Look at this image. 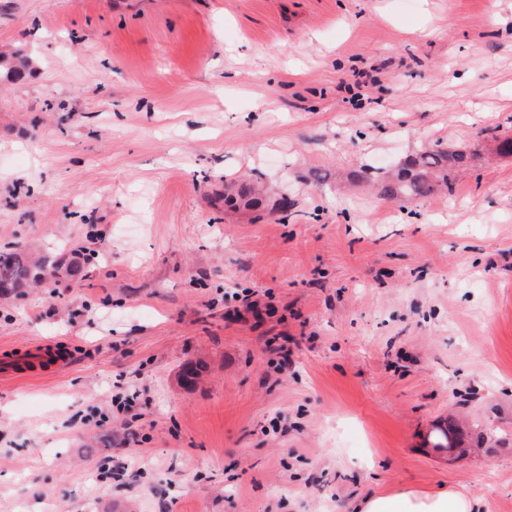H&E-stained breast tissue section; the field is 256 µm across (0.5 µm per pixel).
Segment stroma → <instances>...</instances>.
Wrapping results in <instances>:
<instances>
[{
    "mask_svg": "<svg viewBox=\"0 0 512 512\" xmlns=\"http://www.w3.org/2000/svg\"><path fill=\"white\" fill-rule=\"evenodd\" d=\"M0 51V247L87 260L0 299V512H512V0H0ZM470 153L465 151L429 150L406 160L391 176L380 182L381 194L400 202L427 197L438 187H448V173L465 169ZM479 499L454 489L432 494L412 491L393 496L369 497L355 512H478Z\"/></svg>",
    "mask_w": 512,
    "mask_h": 512,
    "instance_id": "stroma-1",
    "label": "stroma"
}]
</instances>
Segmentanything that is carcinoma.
I'll return each mask as SVG.
<instances>
[{
    "instance_id": "1",
    "label": "carcinoma",
    "mask_w": 512,
    "mask_h": 512,
    "mask_svg": "<svg viewBox=\"0 0 512 512\" xmlns=\"http://www.w3.org/2000/svg\"><path fill=\"white\" fill-rule=\"evenodd\" d=\"M26 61L13 62L0 55V70L7 78L18 79ZM470 154L465 151L429 150L406 160L391 176L379 182L381 194L400 202L427 197L439 187L448 186V173L465 169ZM83 266L74 260L63 263L49 256L34 257L23 245L0 248V297L19 298L33 286L50 288L57 279L83 277ZM445 446L463 448L464 435L453 419L441 429Z\"/></svg>"
}]
</instances>
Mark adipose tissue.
<instances>
[{
    "mask_svg": "<svg viewBox=\"0 0 512 512\" xmlns=\"http://www.w3.org/2000/svg\"><path fill=\"white\" fill-rule=\"evenodd\" d=\"M478 508L477 497L450 489L432 494L408 491L370 497L357 506L356 512H478Z\"/></svg>",
    "mask_w": 512,
    "mask_h": 512,
    "instance_id": "adipose-tissue-1",
    "label": "adipose tissue"
}]
</instances>
